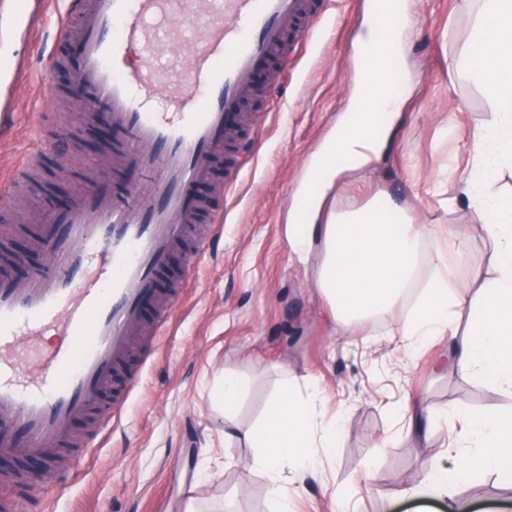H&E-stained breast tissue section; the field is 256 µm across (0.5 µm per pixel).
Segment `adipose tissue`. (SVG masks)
Here are the masks:
<instances>
[{
    "label": "adipose tissue",
    "mask_w": 512,
    "mask_h": 512,
    "mask_svg": "<svg viewBox=\"0 0 512 512\" xmlns=\"http://www.w3.org/2000/svg\"><path fill=\"white\" fill-rule=\"evenodd\" d=\"M483 2L473 33L478 51L463 52L459 60L494 103L491 119L474 133L475 154L466 177L470 187L490 185L498 165L512 162V0ZM361 45L363 63L351 116L337 127L316 167L317 176L328 184L340 174L331 163L335 155H346L355 169H365L371 155L385 145L373 137L377 115L397 109L390 85L394 67L402 63L398 37L372 23ZM477 209L496 243L498 275L469 302L453 296L456 266L443 251L428 258L432 275L419 282L422 248L431 228L409 219L390 223L385 203L330 215L324 224H292L288 234L302 256L318 253L317 286L334 309L339 332L350 333L364 318L410 303L396 331L403 348L427 336L449 335L452 369L472 374L492 388L512 391V197L486 196ZM460 315L467 320L462 331L448 323ZM467 422L472 441L482 450L483 467L502 471L512 465L511 418L472 413ZM337 436V430L323 428L318 396L304 398L287 388L279 393L251 434L258 449L255 466L270 480L271 512H284L291 491L305 482L315 444L335 447ZM471 473V459L463 455L454 469L435 468L420 485L402 489L399 495L414 498L424 488L446 498Z\"/></svg>",
    "instance_id": "adipose-tissue-1"
}]
</instances>
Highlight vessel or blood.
Masks as SVG:
<instances>
[{
    "instance_id": "vessel-or-blood-1",
    "label": "vessel or blood",
    "mask_w": 512,
    "mask_h": 512,
    "mask_svg": "<svg viewBox=\"0 0 512 512\" xmlns=\"http://www.w3.org/2000/svg\"><path fill=\"white\" fill-rule=\"evenodd\" d=\"M57 36L75 41L76 79L117 143L111 185L92 183L73 207L40 227L25 276L0 273V451L19 443L54 457L74 421L95 407L130 351L144 300L166 296L168 323L203 256L179 284L160 286L188 228L208 211L220 233L230 199L202 208L196 187L213 177L224 133L251 93L250 77L280 55L287 31L321 13L314 0H70ZM195 44L190 68L173 72L168 43ZM154 146L145 155L141 146ZM153 179L160 205L140 201ZM60 327L67 343L30 369L13 352L21 336Z\"/></svg>"
}]
</instances>
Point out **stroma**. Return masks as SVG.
Wrapping results in <instances>:
<instances>
[{
    "label": "stroma",
    "mask_w": 512,
    "mask_h": 512,
    "mask_svg": "<svg viewBox=\"0 0 512 512\" xmlns=\"http://www.w3.org/2000/svg\"><path fill=\"white\" fill-rule=\"evenodd\" d=\"M393 23L402 37L406 81L391 138L371 163L372 174L341 175L322 213L368 204L381 197L389 217L438 224L445 232L424 245L443 248L463 263L454 293L472 298L497 272L496 251L463 182L474 131L493 109L482 86L456 66L472 49L483 0H403ZM65 0H48L35 32L15 35L0 20V55L28 61L29 80L0 82V97L14 104L12 131L0 138V170L40 148L52 151L58 135L92 138L94 126L68 91L72 71L52 64L68 51L57 43L55 22ZM369 21L367 0H335L305 40L288 48V65H276L279 84L261 93L231 143L241 170L223 232L205 248L192 283L156 330L152 309L140 319L148 351L133 369L138 385L122 420L98 438L80 468L45 464L28 489L8 490L10 512H268L269 483L254 467L246 434L268 410L282 382L296 390L317 386L327 418L342 415V438L331 452L315 449V477L288 501V512H415L417 505L447 512H507L512 481L474 467L452 501L430 496L413 502L397 490L418 482L435 465L453 467L456 455L478 449L457 441L458 414L512 415V396L456 370L437 369L448 343L430 339L415 352L399 350L391 333L409 311L397 306L359 326L336 332L333 312L315 283L312 264L299 258L286 225L307 221V176L315 155L336 135L347 112L359 58L357 39ZM111 143L77 160L53 159L42 175L48 190L18 187L5 199L12 214L6 238L19 252L31 236L19 224H44L53 202H72L94 179L110 173ZM244 389L235 413L236 433L224 434L216 393L225 375ZM431 413L404 418L407 400ZM371 470L370 483L357 482Z\"/></svg>",
    "instance_id": "1"
}]
</instances>
